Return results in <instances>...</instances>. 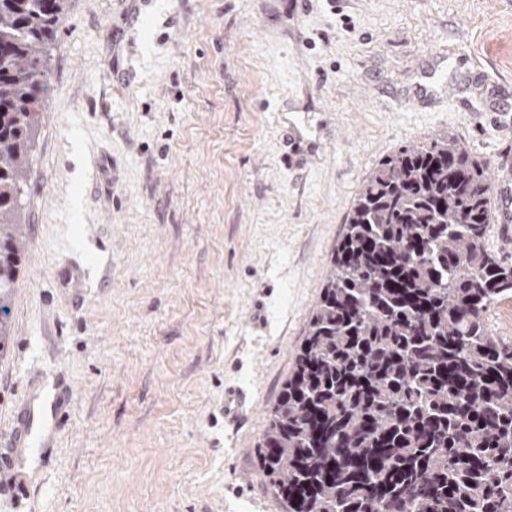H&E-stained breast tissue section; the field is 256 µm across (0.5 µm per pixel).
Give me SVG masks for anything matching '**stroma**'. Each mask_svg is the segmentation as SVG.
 <instances>
[{
  "mask_svg": "<svg viewBox=\"0 0 512 512\" xmlns=\"http://www.w3.org/2000/svg\"><path fill=\"white\" fill-rule=\"evenodd\" d=\"M456 50L499 93L395 92ZM0 346V456L45 375L61 402L0 512H283L259 462L353 200L384 155L448 135L512 166V0H68ZM323 155L286 165L278 120ZM494 111V112H495ZM252 411L224 423V389ZM446 81L419 82L402 97L401 103L414 111L430 112L439 108L445 101L443 88ZM305 110L295 102H288L279 112V121L288 130L290 144L294 145L297 152L302 153L306 163L308 159L316 158L321 154L322 141L308 123Z\"/></svg>",
  "mask_w": 512,
  "mask_h": 512,
  "instance_id": "1",
  "label": "stroma"
}]
</instances>
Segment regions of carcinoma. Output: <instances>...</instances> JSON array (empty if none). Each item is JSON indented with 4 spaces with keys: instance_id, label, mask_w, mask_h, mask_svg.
Returning a JSON list of instances; mask_svg holds the SVG:
<instances>
[{
    "instance_id": "obj_1",
    "label": "carcinoma",
    "mask_w": 512,
    "mask_h": 512,
    "mask_svg": "<svg viewBox=\"0 0 512 512\" xmlns=\"http://www.w3.org/2000/svg\"><path fill=\"white\" fill-rule=\"evenodd\" d=\"M67 2L0 0V313ZM488 171L446 137L363 182L259 444L283 512H512V348L486 325L512 264L486 246Z\"/></svg>"
}]
</instances>
